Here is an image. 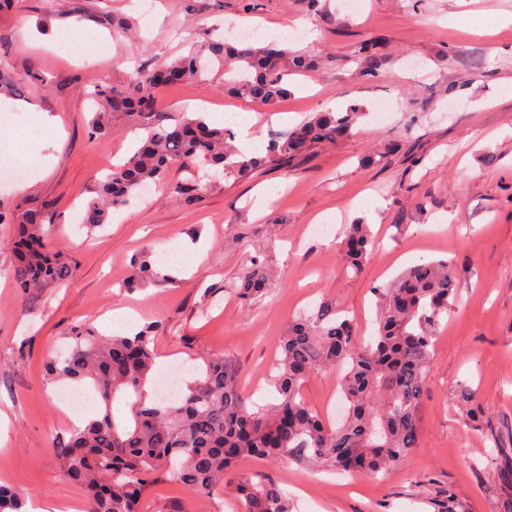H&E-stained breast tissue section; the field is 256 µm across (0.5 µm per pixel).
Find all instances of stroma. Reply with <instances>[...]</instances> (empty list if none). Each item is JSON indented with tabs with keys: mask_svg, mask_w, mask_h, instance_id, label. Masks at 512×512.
Listing matches in <instances>:
<instances>
[{
	"mask_svg": "<svg viewBox=\"0 0 512 512\" xmlns=\"http://www.w3.org/2000/svg\"><path fill=\"white\" fill-rule=\"evenodd\" d=\"M14 0L0 12V47L9 64L0 82V158L37 157L24 183L0 185V483L28 499L81 504L84 489L52 451L71 423L58 409L46 364L77 327L112 331V312L128 308L136 325L158 323L155 374L219 354L254 407L271 402L276 347L290 321L320 309L353 320L372 336L380 289L407 268L447 261L458 288L436 340L419 406L420 444L410 463L377 477L340 474L280 458H244L236 477L276 485L289 512H512L483 431L512 436V0ZM132 17L136 46L112 33V14ZM234 20L294 48L321 54L317 69L288 77L275 107L186 83L162 89L156 112L166 123L184 112L254 113L259 146L285 131L276 112L307 120L361 104L353 136L316 146L285 167L240 180L209 182L194 204L156 193L133 198L118 222H82L94 182L131 154L135 135L123 119L105 144L92 142L94 106L86 87L122 86L135 64L185 53L190 35ZM79 36H72V29ZM378 46L381 77L364 80L356 51ZM59 116L64 133L35 126L30 109ZM400 149L367 166L365 155ZM52 203L48 246L72 260V276L25 292L13 243L25 209ZM370 225L376 245L361 271L348 268L340 240L347 225ZM153 253L181 265L177 283L127 289L133 259ZM275 272L265 296L244 302L227 293L250 259ZM468 386L483 430L460 407ZM198 498L157 478L141 512H200Z\"/></svg>",
	"mask_w": 512,
	"mask_h": 512,
	"instance_id": "stroma-1",
	"label": "stroma"
}]
</instances>
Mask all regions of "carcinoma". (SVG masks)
Here are the masks:
<instances>
[{"label": "carcinoma", "instance_id": "carcinoma-1", "mask_svg": "<svg viewBox=\"0 0 512 512\" xmlns=\"http://www.w3.org/2000/svg\"><path fill=\"white\" fill-rule=\"evenodd\" d=\"M361 75L379 76L375 47L358 49ZM323 64L272 42L258 48L214 30L194 40L188 53L159 65L140 64L126 86L98 84L87 92L97 107L91 137L107 139L112 118L121 115L145 129L131 156L98 181L83 223L95 230L110 223L112 209L125 205L141 186H166L186 202L204 185L196 180L165 184L169 168L207 167L224 179H241L267 165H285L322 143L348 138L363 115L359 105L345 112H318L295 129L268 141L265 152L247 156L230 142L231 132L202 118L174 124L156 120L154 98L168 86L189 81L209 89V74L224 73V93L272 105L288 95L286 77ZM49 209L22 215L17 242L19 288L26 292L72 274L71 264L47 245ZM372 244L369 225L349 224L342 242L348 265L361 270ZM131 286L167 287L174 277L144 255L133 261ZM265 267L253 260L232 291L242 299L266 292ZM376 335L356 341L353 324L326 313L301 316L288 324L279 344L273 385L277 403L265 411L249 408V397L234 383L224 357L202 358L200 377L176 401H146L145 385L155 364L159 327L147 325L132 336L101 335L85 327L70 337L64 353L51 361L52 383L68 381L92 389L101 409L75 428L55 452L63 472L87 493V512H139L151 483L162 474L194 495L224 487L234 464L245 457H278L297 464L328 463L364 476L409 464L420 439L418 408L443 314L456 299L454 278L445 261L429 260L406 270L381 292ZM318 370L337 375L346 411L337 422L324 419L302 396V386ZM121 394L132 424L115 419L112 403ZM244 512H288V501L270 483L239 480ZM25 495L0 484V512H24Z\"/></svg>", "mask_w": 512, "mask_h": 512}]
</instances>
